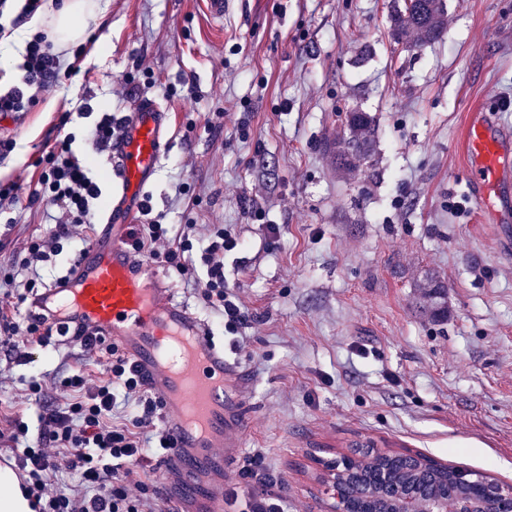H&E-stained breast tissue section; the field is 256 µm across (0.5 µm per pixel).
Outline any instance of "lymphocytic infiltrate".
<instances>
[{
	"mask_svg": "<svg viewBox=\"0 0 512 512\" xmlns=\"http://www.w3.org/2000/svg\"><path fill=\"white\" fill-rule=\"evenodd\" d=\"M60 55L45 32H37L27 42L24 62L17 84L0 90V112H24L34 103L36 93L50 88L60 72ZM72 137H64L47 146L38 164L41 172L28 195L14 181H0V211L26 201L28 206H51L64 210L71 224H89L95 218L96 203L102 191L88 158L72 149ZM140 223L132 225L127 241L137 257L160 263L193 282L201 290L204 304L218 313L225 328L238 330L250 320L224 284L225 253L242 248L238 232L217 224L205 239H198L192 224L172 229L154 215L149 203H142ZM71 224H58L47 235L27 240L20 261L31 278L18 282L13 269L0 267V298L15 299L18 310H0V335L16 346L14 359L28 360L25 345H42L53 336L46 322H34L21 314L23 305L34 301L39 290L34 271L55 261L62 252L61 242L71 236ZM172 237L170 249L163 254L154 249L156 241ZM71 334L82 363L61 381L63 389L75 392V399L64 406L43 408L38 415L42 437L52 441L57 451L50 454L40 448H22L29 425L23 416H15L8 433L0 432V441L14 444L13 458L21 471L26 492L36 512H153L152 504L160 491L143 479L150 459L172 447L173 440L160 423L162 403L144 384L119 347L93 337L84 325L73 327ZM102 365L103 375L87 373L84 362ZM135 402L133 415L123 424H114L118 401ZM78 473L83 488L67 492L56 478L63 472ZM242 488H230L225 498L230 504L244 502L246 512H287L281 485L262 452L246 454L239 466Z\"/></svg>",
	"mask_w": 512,
	"mask_h": 512,
	"instance_id": "lymphocytic-infiltrate-1",
	"label": "lymphocytic infiltrate"
}]
</instances>
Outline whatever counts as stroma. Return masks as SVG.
Instances as JSON below:
<instances>
[{
	"instance_id": "1",
	"label": "stroma",
	"mask_w": 512,
	"mask_h": 512,
	"mask_svg": "<svg viewBox=\"0 0 512 512\" xmlns=\"http://www.w3.org/2000/svg\"><path fill=\"white\" fill-rule=\"evenodd\" d=\"M226 2L218 16L208 0H100L56 86L0 113L16 143L0 180L29 191L62 131L88 155L96 114L155 100L170 121L154 212L248 243L224 275L253 318L211 327L250 385L241 451L264 453L288 512H325L319 459L365 438L512 484V257L467 201L465 150L472 114L512 100V0H445L441 39L409 47L392 39L393 0ZM355 110L376 122L373 154L345 169L325 141ZM10 216L0 263L51 225L38 206ZM430 277L442 319L421 299ZM9 350L0 338V428L24 415L32 445L41 406L20 390L62 379L76 351L35 346L20 365Z\"/></svg>"
}]
</instances>
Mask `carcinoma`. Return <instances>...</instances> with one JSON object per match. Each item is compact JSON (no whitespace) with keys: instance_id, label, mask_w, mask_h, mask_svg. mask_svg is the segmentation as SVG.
I'll use <instances>...</instances> for the list:
<instances>
[{"instance_id":"cac0c4a2","label":"carcinoma","mask_w":512,"mask_h":512,"mask_svg":"<svg viewBox=\"0 0 512 512\" xmlns=\"http://www.w3.org/2000/svg\"><path fill=\"white\" fill-rule=\"evenodd\" d=\"M445 10V0H417L412 11L394 6L395 41L437 39ZM343 126L344 131L327 140V146L335 150L340 165L350 167L370 156L374 119L365 112H351ZM334 478L348 499L366 503L368 512H402L409 501L421 512L443 504L447 512H455L457 503L473 498L475 484L486 482L490 475L443 465L420 453L382 451L370 442H357L351 455L336 463Z\"/></svg>"}]
</instances>
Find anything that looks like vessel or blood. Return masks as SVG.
<instances>
[{
    "label": "vessel or blood",
    "instance_id": "b4317fda",
    "mask_svg": "<svg viewBox=\"0 0 512 512\" xmlns=\"http://www.w3.org/2000/svg\"><path fill=\"white\" fill-rule=\"evenodd\" d=\"M167 114L153 100L140 102L112 150L120 180L104 224L62 283L32 306L61 324H84L122 348L164 403V424L174 446L163 465L177 473L169 489L181 512H224V476L246 424L243 378L224 355L211 328L165 286L153 262L135 257L127 229L136 203L163 154ZM468 197L494 224L500 245L512 250V128L486 113L466 130Z\"/></svg>",
    "mask_w": 512,
    "mask_h": 512
}]
</instances>
